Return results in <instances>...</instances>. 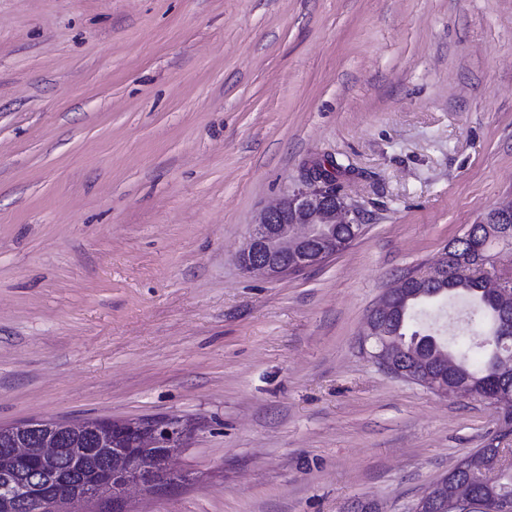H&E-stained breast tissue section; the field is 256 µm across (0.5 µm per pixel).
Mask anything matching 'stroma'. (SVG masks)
<instances>
[{
    "label": "stroma",
    "mask_w": 512,
    "mask_h": 512,
    "mask_svg": "<svg viewBox=\"0 0 512 512\" xmlns=\"http://www.w3.org/2000/svg\"><path fill=\"white\" fill-rule=\"evenodd\" d=\"M324 158L358 237L245 274ZM510 201L512 0H0V425L195 423L125 512H412L512 431L363 326Z\"/></svg>",
    "instance_id": "1"
}]
</instances>
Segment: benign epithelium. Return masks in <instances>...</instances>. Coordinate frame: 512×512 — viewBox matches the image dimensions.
<instances>
[{"label":"benign epithelium","instance_id":"obj_1","mask_svg":"<svg viewBox=\"0 0 512 512\" xmlns=\"http://www.w3.org/2000/svg\"><path fill=\"white\" fill-rule=\"evenodd\" d=\"M305 187L299 188L266 209L252 229L236 255V262L246 273L277 278L289 272L300 271L323 262L336 254V239L325 238L322 231L326 226L354 224L352 210L344 198L326 191L327 182L315 174L304 178ZM512 209H497L480 220L487 228V237L478 241L471 251L462 257L445 253L431 267L420 274L405 276L398 290L385 294L373 308L363 330L364 342H372L371 357L384 370L399 378L420 382L430 386L437 394L448 395V386L435 376L423 378L412 376L399 367L398 357L383 341L384 327L380 320L392 310L393 299L400 291L414 283H427L440 277L448 264L456 261L462 265L472 261L484 267L495 257L494 249L502 243L512 247ZM488 295L502 313L501 321L489 336L483 337L487 343L503 346L499 354L501 371H512V347L504 341L512 337V281L504 279L498 285L487 289ZM85 428L82 421L64 420L61 427L44 424L40 421L18 422L0 431V438L12 443L9 454L0 457V503L21 506L29 512H71L77 500L101 494L105 482L92 480L75 497L47 498L40 486L45 481L43 475L26 482L13 478L16 463L22 459L35 458L46 465L57 459L63 429L78 434ZM193 423L178 418H151L145 430L140 433L139 444L143 448L166 449L167 461H172L178 450L184 447L187 439L195 432ZM98 451L104 458L107 475L135 472L139 478L124 481L114 492L113 502H118L126 489L132 486L153 484L149 460L144 456H129L121 450H113L112 441L102 438ZM450 504L454 512H475V498L469 482L465 480L449 483Z\"/></svg>","mask_w":512,"mask_h":512}]
</instances>
